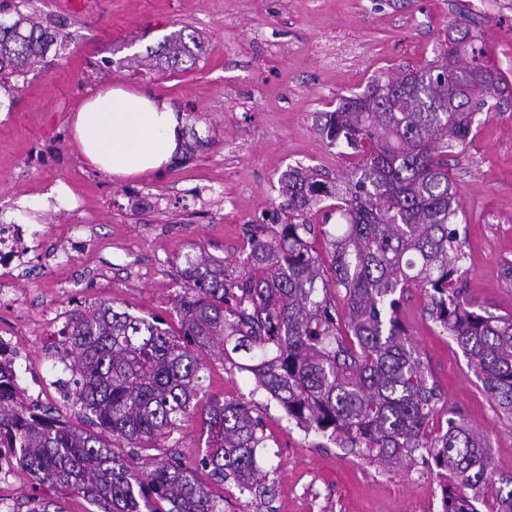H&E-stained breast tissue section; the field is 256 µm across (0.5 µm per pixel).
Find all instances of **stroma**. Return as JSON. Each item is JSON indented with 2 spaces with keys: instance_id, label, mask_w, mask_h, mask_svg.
<instances>
[{
  "instance_id": "35a3bbf8",
  "label": "stroma",
  "mask_w": 512,
  "mask_h": 512,
  "mask_svg": "<svg viewBox=\"0 0 512 512\" xmlns=\"http://www.w3.org/2000/svg\"><path fill=\"white\" fill-rule=\"evenodd\" d=\"M65 36L46 65L0 88V224H20L34 242L0 307V334L28 352L22 386L37 385L36 408L81 425L79 408L54 381L68 377L48 348L74 311L111 301L140 317L170 320L189 256L206 251L230 277L242 267L253 224L283 221L278 180L293 166L332 183L349 160L321 136L322 113L362 93L370 79L433 60L446 34L464 27L484 42V63L512 85V0H85L82 13L55 0L21 2ZM199 35L201 52L176 67L149 59L178 30ZM114 85L148 89L183 113L182 150L159 172L118 179L85 165L70 119L85 98ZM462 204L456 223L466 257L464 296L487 312L512 315V93L478 117L472 142L448 155ZM74 246L60 247L62 225ZM400 318L443 395L427 427L463 420L486 438L496 471H512V419L484 392L467 358L440 333L417 288ZM204 397H251L265 424L260 466L274 488L242 512H440L441 489L423 451L386 469L358 450L309 434L228 363L202 357ZM52 499L65 512L88 504L17 470L0 484L7 512Z\"/></svg>"
}]
</instances>
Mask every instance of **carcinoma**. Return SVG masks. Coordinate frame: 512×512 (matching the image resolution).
Returning a JSON list of instances; mask_svg holds the SVG:
<instances>
[{
	"mask_svg": "<svg viewBox=\"0 0 512 512\" xmlns=\"http://www.w3.org/2000/svg\"><path fill=\"white\" fill-rule=\"evenodd\" d=\"M59 39L37 14L16 12L0 24V79L38 66ZM478 42L468 31L448 34L435 59L376 76L323 113L320 134L358 162L331 185L310 168H288L279 178L288 221L251 225L239 277L228 279L203 251L187 259L179 333L105 302L68 316L59 333L71 372L66 398L87 428L0 400V444L17 449L21 468L82 497L88 512H222L200 468L221 484L267 488L269 472L257 461L267 436L247 401L204 407L206 449L196 466L161 446L198 409L201 352L251 373L255 390L306 433L371 463L394 467L426 450L449 479L442 512H512V472L491 468L480 432L450 419L444 433H427L438 390L399 316L407 289L422 290L432 319L512 417V316L481 314L462 298L463 253L452 228L461 207L448 150L475 137L477 115L508 88L481 63ZM196 50V36L181 30L160 46L173 66ZM317 231L328 271L312 247ZM124 447L141 452V467L126 463Z\"/></svg>",
	"mask_w": 512,
	"mask_h": 512,
	"instance_id": "1",
	"label": "carcinoma"
}]
</instances>
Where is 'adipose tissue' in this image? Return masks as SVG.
Instances as JSON below:
<instances>
[{
    "instance_id": "ef3b65f1",
    "label": "adipose tissue",
    "mask_w": 512,
    "mask_h": 512,
    "mask_svg": "<svg viewBox=\"0 0 512 512\" xmlns=\"http://www.w3.org/2000/svg\"><path fill=\"white\" fill-rule=\"evenodd\" d=\"M183 129L169 103L123 87L91 96L72 122L85 164L119 178L163 170L181 150Z\"/></svg>"
}]
</instances>
